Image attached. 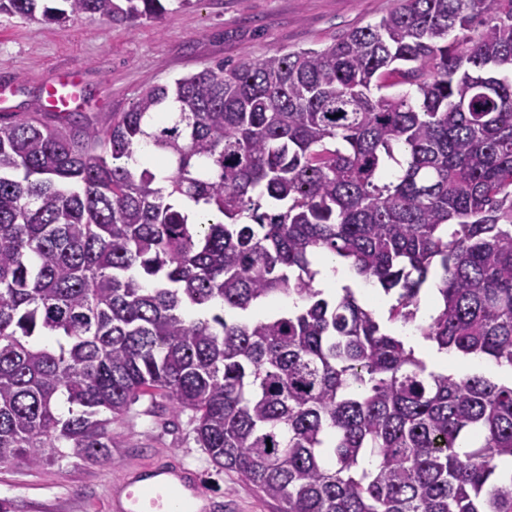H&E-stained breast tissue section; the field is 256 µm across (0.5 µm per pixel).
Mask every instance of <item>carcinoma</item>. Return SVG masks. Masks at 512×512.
<instances>
[{"label":"carcinoma","mask_w":512,"mask_h":512,"mask_svg":"<svg viewBox=\"0 0 512 512\" xmlns=\"http://www.w3.org/2000/svg\"><path fill=\"white\" fill-rule=\"evenodd\" d=\"M71 116L0 113V467L110 464L112 422L160 396L278 512H512V380L430 371L356 285L316 287L332 253L389 322L512 368V0H394L330 46ZM280 298L302 306L253 317Z\"/></svg>","instance_id":"carcinoma-1"}]
</instances>
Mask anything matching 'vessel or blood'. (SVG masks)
<instances>
[{
	"label": "vessel or blood",
	"instance_id": "1",
	"mask_svg": "<svg viewBox=\"0 0 512 512\" xmlns=\"http://www.w3.org/2000/svg\"><path fill=\"white\" fill-rule=\"evenodd\" d=\"M85 99L79 76L71 72L56 74L43 90L44 107L50 112H70ZM179 490L191 501L202 499L201 481L188 467L157 464L143 468L113 488L115 512H169L168 494Z\"/></svg>",
	"mask_w": 512,
	"mask_h": 512
}]
</instances>
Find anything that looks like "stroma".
<instances>
[{"label":"stroma","instance_id":"1","mask_svg":"<svg viewBox=\"0 0 512 512\" xmlns=\"http://www.w3.org/2000/svg\"><path fill=\"white\" fill-rule=\"evenodd\" d=\"M392 6L393 0H201L159 21L120 24L84 16L57 25L0 15V83L19 89L16 116L51 124L53 114L41 108L45 84L59 71L80 73L87 90L81 112L103 123L127 111L146 84L169 83L222 60L325 47ZM190 417L174 413L166 398H141L114 425L122 445L112 451L113 464L2 467L0 500L12 512H109L108 482L167 462L195 468L207 512H277L251 484L216 471L195 442Z\"/></svg>","mask_w":512,"mask_h":512}]
</instances>
